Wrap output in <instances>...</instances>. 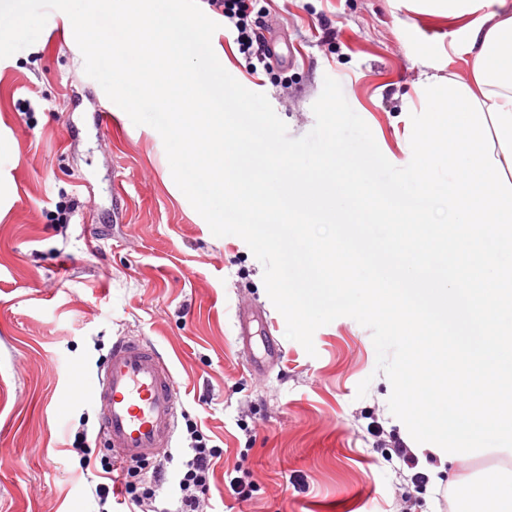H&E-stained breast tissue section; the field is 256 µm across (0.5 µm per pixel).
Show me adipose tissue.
Returning a JSON list of instances; mask_svg holds the SVG:
<instances>
[{"instance_id": "adipose-tissue-1", "label": "adipose tissue", "mask_w": 512, "mask_h": 512, "mask_svg": "<svg viewBox=\"0 0 512 512\" xmlns=\"http://www.w3.org/2000/svg\"><path fill=\"white\" fill-rule=\"evenodd\" d=\"M415 11L471 17L465 83L478 97L495 142L494 156L512 176V14L486 0H413Z\"/></svg>"}]
</instances>
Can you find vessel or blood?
<instances>
[{
  "instance_id": "1",
  "label": "vessel or blood",
  "mask_w": 512,
  "mask_h": 512,
  "mask_svg": "<svg viewBox=\"0 0 512 512\" xmlns=\"http://www.w3.org/2000/svg\"><path fill=\"white\" fill-rule=\"evenodd\" d=\"M74 392L100 410V432L114 457L124 462L152 459L170 448L181 409L175 376L157 348L139 338L113 342L102 372L85 386L71 373Z\"/></svg>"
}]
</instances>
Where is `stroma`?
I'll use <instances>...</instances> for the list:
<instances>
[{"label": "stroma", "instance_id": "stroma-1", "mask_svg": "<svg viewBox=\"0 0 512 512\" xmlns=\"http://www.w3.org/2000/svg\"><path fill=\"white\" fill-rule=\"evenodd\" d=\"M260 14L284 60L250 75L219 29L222 66L266 94L293 138L314 127L312 105L332 77L398 167L412 158L414 82L465 70L463 20L404 0H263ZM65 197L78 208L63 231L51 213ZM242 307L259 315L245 345ZM285 332L262 264L241 238L212 234L175 184L159 133L134 125L85 74L68 16L50 12L33 45L0 59V512H98L100 477L72 443L83 430L93 454L107 447L98 406L70 397V372L94 383L120 336L148 337L170 365L184 419L175 446L187 447L191 421L223 450L205 512H445L451 479L512 474V457L444 464L429 454L416 470L445 474L414 483L416 470L389 454L414 440L389 409L370 330L337 318L316 330L312 356ZM271 337L283 357L263 377L254 363ZM235 469L254 485L248 500L225 485Z\"/></svg>", "mask_w": 512, "mask_h": 512}]
</instances>
